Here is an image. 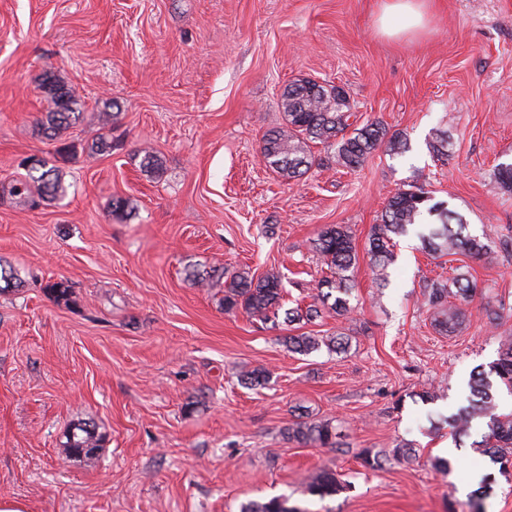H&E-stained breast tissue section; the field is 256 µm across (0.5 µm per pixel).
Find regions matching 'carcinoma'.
Listing matches in <instances>:
<instances>
[{
    "instance_id": "obj_1",
    "label": "carcinoma",
    "mask_w": 512,
    "mask_h": 512,
    "mask_svg": "<svg viewBox=\"0 0 512 512\" xmlns=\"http://www.w3.org/2000/svg\"><path fill=\"white\" fill-rule=\"evenodd\" d=\"M42 86L50 95L54 110L45 113L40 120L43 131L56 138L71 124L72 104L76 103L73 90L65 83L50 76L42 80ZM281 107L286 117V127L271 131L261 148L262 160L285 182L303 176L314 164L311 144L322 143L335 147L333 162L354 170L377 148L383 146L392 155H401L407 150V142L399 135H388L378 122H368L348 131L350 112L347 97L336 94L335 87H326L315 80L298 79L284 90ZM41 173L33 178L37 183L39 198L56 200L63 193L61 177L47 161L39 160ZM430 196L421 186L412 185L391 196L384 208L381 222L371 228L367 255L375 279L386 280L387 269L396 258L397 240L415 234L424 251L441 256L463 254L479 259L487 254L488 244L471 235L467 224L455 211L442 202L428 204ZM313 249L330 275L317 281V294L313 299L330 303V310L339 316L349 314L350 295L355 288L352 272L358 262V252L353 236L343 225L323 228L313 242ZM476 283L465 273H458L445 280H432L423 292L426 304L432 310L433 324L438 333L450 335L462 329L467 320V310L453 302H464L472 297ZM283 298L282 275L278 272L257 277L248 270L229 273V283L224 291V312L239 309L251 317L268 321L278 317ZM288 321L312 322L321 316L316 304L303 308L296 306L286 312ZM288 349L309 355L323 348L336 351L346 347L341 335L317 336L311 333L286 338ZM498 378L500 386L512 393V339L501 341L499 358L490 368ZM269 376L263 369H253L240 376L241 383L252 388L265 387ZM486 418L487 431L481 440L470 447L491 456L505 473L512 465V412H498L492 382L487 373L473 375L470 382V397L467 405L448 417L454 439L462 442L470 436L471 421ZM284 437L303 446L320 448L336 447V427L329 422L315 423L298 419L284 429ZM104 439L95 430L85 426L67 436L65 448L75 459L91 461ZM342 489L336 471L322 467L311 473L305 483V491L325 498ZM240 512H307L297 506L288 505V497L277 496L267 501H250L242 505Z\"/></svg>"
}]
</instances>
